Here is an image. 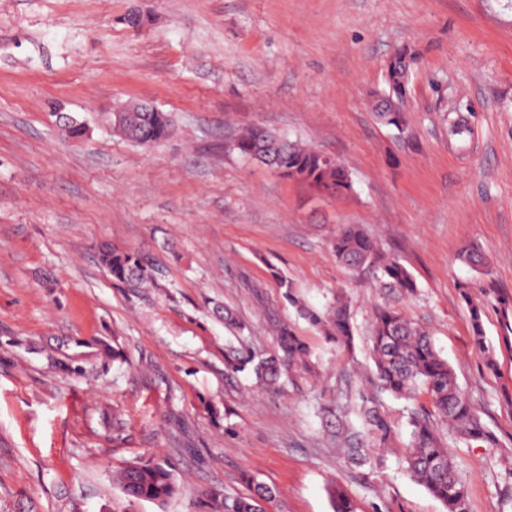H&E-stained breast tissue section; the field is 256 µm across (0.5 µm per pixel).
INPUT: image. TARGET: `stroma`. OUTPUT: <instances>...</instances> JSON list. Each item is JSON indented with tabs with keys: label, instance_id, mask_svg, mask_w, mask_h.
Returning a JSON list of instances; mask_svg holds the SVG:
<instances>
[{
	"label": "stroma",
	"instance_id": "obj_1",
	"mask_svg": "<svg viewBox=\"0 0 512 512\" xmlns=\"http://www.w3.org/2000/svg\"><path fill=\"white\" fill-rule=\"evenodd\" d=\"M401 48L415 60L399 131L369 94ZM139 101L168 113L169 140L113 133L112 112ZM251 124L342 162L352 192L228 151ZM345 224L396 256L415 293L339 263ZM104 244L157 263L161 287L117 286ZM470 244L490 274L461 261ZM283 276L317 308L346 296L353 350L299 316ZM470 282L487 290L493 370L471 341ZM499 293L512 294V0H0V512H208L209 493H248L245 470L278 489L269 512H331L337 479L357 512H444L402 471L404 438L360 473L322 431L320 403L357 405L385 304L429 332L498 439L468 445L437 424L468 512H512ZM218 305L262 351L272 321L290 324L315 376L275 391L225 380ZM150 460L180 484L162 509L112 482Z\"/></svg>",
	"mask_w": 512,
	"mask_h": 512
}]
</instances>
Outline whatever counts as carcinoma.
Wrapping results in <instances>:
<instances>
[{
  "label": "carcinoma",
  "mask_w": 512,
  "mask_h": 512,
  "mask_svg": "<svg viewBox=\"0 0 512 512\" xmlns=\"http://www.w3.org/2000/svg\"><path fill=\"white\" fill-rule=\"evenodd\" d=\"M411 54L395 53L386 65L387 88L375 94L374 112L380 123L402 130L403 113L390 112L405 99ZM173 132L169 116L156 112H124L119 135L143 147L168 139ZM229 149L278 170L283 176L305 182L319 190L341 195L350 188L345 168H331L323 154L288 140L259 125H248L230 140ZM337 260L348 268L369 267L386 285L412 294L416 282L398 258L384 253L377 242L358 225H344L331 243ZM464 261L486 269L488 263L476 246L462 253ZM100 264L117 283L129 288L158 286L154 269L139 253L103 247ZM282 297L295 306L299 315L337 345H353L351 311L345 297L338 293L323 309L306 304L299 298L288 279L280 280ZM476 284L462 286L463 297L470 306L472 342L486 364L496 367L495 352L486 343L483 327V304L474 301ZM500 314L501 338L512 349V297H496ZM277 347L268 352L256 351L241 336H227L224 341V374L234 376L249 371L258 385L275 389L283 381L291 384L312 372L309 346L286 323L275 325ZM371 351L374 373L365 389L358 394V424H353L341 410L320 408L330 442L343 453L346 462L356 468H374L381 453L391 448L399 433V421L385 408L383 395L397 400L414 401L424 393L431 409L412 407L407 410L405 426L409 440L403 457L406 473L423 485L444 506L445 512H467L468 490L459 478L448 448L434 429L432 417L448 423L459 438L497 446L495 435L486 427L468 398L459 388L448 361L436 350L428 333L412 322L400 309L379 307L371 328ZM250 493L231 495L212 492L209 512H268L277 490L251 476H246ZM128 502H151L164 506L178 492L179 482L171 466L163 461L131 462L114 475ZM333 512H356L345 489L338 483L328 489Z\"/></svg>",
  "instance_id": "cac0c4a2"
}]
</instances>
